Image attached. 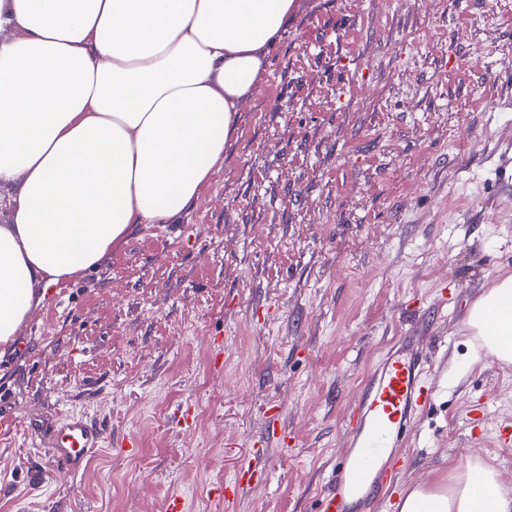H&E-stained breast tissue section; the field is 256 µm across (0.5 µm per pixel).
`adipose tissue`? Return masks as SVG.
Wrapping results in <instances>:
<instances>
[{"instance_id":"1","label":"adipose tissue","mask_w":512,"mask_h":512,"mask_svg":"<svg viewBox=\"0 0 512 512\" xmlns=\"http://www.w3.org/2000/svg\"><path fill=\"white\" fill-rule=\"evenodd\" d=\"M297 0H0V358L53 289L189 209ZM465 328L512 363V276ZM401 512H512L481 459Z\"/></svg>"}]
</instances>
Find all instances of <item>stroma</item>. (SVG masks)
<instances>
[{
    "mask_svg": "<svg viewBox=\"0 0 512 512\" xmlns=\"http://www.w3.org/2000/svg\"><path fill=\"white\" fill-rule=\"evenodd\" d=\"M508 275L512 0H298L194 205L59 288L0 361L16 418L104 430L76 477L25 431L0 440V512H159L174 489L214 512L256 448L269 476L231 512H313L406 332L435 398L393 498L474 454L512 491V364L473 360L464 328Z\"/></svg>",
    "mask_w": 512,
    "mask_h": 512,
    "instance_id": "1",
    "label": "stroma"
}]
</instances>
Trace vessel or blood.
Returning a JSON list of instances; mask_svg holds the SVG:
<instances>
[{
	"label": "vessel or blood",
	"instance_id": "b4317fda",
	"mask_svg": "<svg viewBox=\"0 0 512 512\" xmlns=\"http://www.w3.org/2000/svg\"><path fill=\"white\" fill-rule=\"evenodd\" d=\"M413 344V337H401L359 387L345 416L350 448L321 490L315 512H352L355 504L373 500L376 488L393 486L399 461L392 448L433 400V390L424 382L427 362L414 352ZM34 430L46 435L58 468L73 476L83 472L103 438L99 426L74 415L36 424ZM267 475L263 454H254L232 481L215 490L217 508Z\"/></svg>",
	"mask_w": 512,
	"mask_h": 512
}]
</instances>
